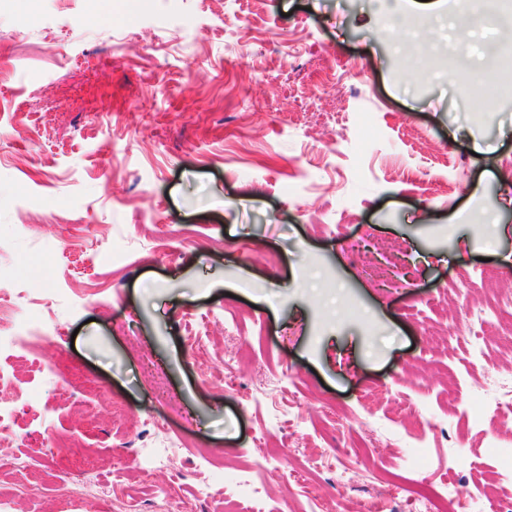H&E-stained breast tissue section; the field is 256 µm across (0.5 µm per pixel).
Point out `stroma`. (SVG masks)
<instances>
[{"instance_id":"stroma-1","label":"stroma","mask_w":512,"mask_h":512,"mask_svg":"<svg viewBox=\"0 0 512 512\" xmlns=\"http://www.w3.org/2000/svg\"><path fill=\"white\" fill-rule=\"evenodd\" d=\"M411 27L464 73L431 54L406 73ZM496 35L477 22L458 38L445 6L403 26L380 0L1 5L0 373L20 379L5 401L39 415L13 428L0 512H107L62 477L141 458L155 419L190 445L149 482L129 471L143 512L167 485L196 512H237L244 475L262 512H307L314 491L358 512L391 477L411 486L405 457L434 485L512 499L496 484L512 460L475 422L512 391V371L487 381L483 351L512 293V88L483 52ZM386 240L379 287L365 270ZM19 283L55 298L50 335L23 345L27 309L6 294ZM198 329L209 343L193 355ZM147 353L196 426L157 400ZM407 405L435 425L428 447L397 424ZM364 439L374 462L347 483L304 471L308 450ZM36 441L54 455L31 456Z\"/></svg>"}]
</instances>
